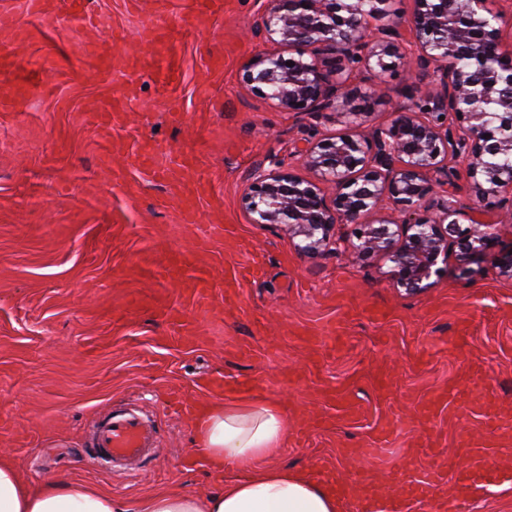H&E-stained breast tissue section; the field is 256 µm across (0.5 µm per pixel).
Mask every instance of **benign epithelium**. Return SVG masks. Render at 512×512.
<instances>
[{"label":"benign epithelium","instance_id":"obj_1","mask_svg":"<svg viewBox=\"0 0 512 512\" xmlns=\"http://www.w3.org/2000/svg\"><path fill=\"white\" fill-rule=\"evenodd\" d=\"M270 0L262 28L287 50L260 53L242 68L243 83L281 112H340L348 131L298 149L310 172L258 166L246 178L242 203L252 224L288 228L296 249L315 257L352 226L354 254H381L409 293L448 270L473 273L491 260L512 279V244L498 226L512 220V57L503 51V16L487 0H414L410 15L384 27L390 0ZM368 78L433 64L436 83L411 87L410 104L371 135L359 132L365 98L351 82L352 65ZM466 163L470 201L459 198L457 171ZM396 215L381 216L383 202Z\"/></svg>","mask_w":512,"mask_h":512}]
</instances>
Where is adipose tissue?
<instances>
[{"instance_id":"1","label":"adipose tissue","mask_w":512,"mask_h":512,"mask_svg":"<svg viewBox=\"0 0 512 512\" xmlns=\"http://www.w3.org/2000/svg\"><path fill=\"white\" fill-rule=\"evenodd\" d=\"M291 422L280 399L257 394L209 404L194 422V447L216 474L235 479L207 497L167 490L132 502L66 481L25 482L0 448V512H341L337 494L311 472L273 465Z\"/></svg>"}]
</instances>
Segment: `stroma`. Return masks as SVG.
Returning <instances> with one entry per match:
<instances>
[{"instance_id":"stroma-1","label":"stroma","mask_w":512,"mask_h":512,"mask_svg":"<svg viewBox=\"0 0 512 512\" xmlns=\"http://www.w3.org/2000/svg\"><path fill=\"white\" fill-rule=\"evenodd\" d=\"M24 2L0 0V51L42 72L27 98L0 112V448L23 479H63L132 501L168 489L214 492L206 467L187 463L194 418L185 408L202 396L198 381L216 372L283 398L293 427L277 464L311 470L328 458L337 477L366 469L380 486L399 466L417 480L439 459L451 471L466 464L456 439L485 433L484 395L494 392L512 414V280L487 263L473 275L449 270L410 294L384 256L361 259L340 243L308 258L284 227L249 222L241 196L252 169L274 161L300 170L296 147L347 129L338 112H281L242 84L249 57L279 49L261 30L269 0H224L223 15L190 32L181 27L190 0H172L161 18L128 10L126 0H86L88 25L62 9L27 17ZM156 23L184 60L164 98L139 39ZM111 36L118 51L145 55L139 73L117 62L85 65L87 43ZM351 76L371 94V128L389 121L419 80L399 70L375 88L360 68ZM130 81L137 93L112 134L119 153L108 168L87 114ZM145 139L202 154L208 191L197 223H180L174 191L141 168ZM116 166L125 182L113 179ZM215 211L224 217L217 240ZM203 242L208 251H199ZM172 252L208 266L219 287L227 268L262 254L264 276L241 290L246 315L184 305V342L161 315L134 306L157 292L180 301L178 285L161 273L129 271ZM331 328L342 344L324 357L294 339ZM439 389L457 398L428 429L414 422V409ZM113 402L139 405L155 428L156 453L139 475L113 476L83 453L97 413ZM316 418L327 426L308 431ZM388 418L404 426L379 456H348ZM429 440L434 454L407 457L411 444Z\"/></svg>"}]
</instances>
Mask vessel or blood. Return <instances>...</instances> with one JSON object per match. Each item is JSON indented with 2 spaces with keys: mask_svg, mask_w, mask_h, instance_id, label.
I'll return each mask as SVG.
<instances>
[{
  "mask_svg": "<svg viewBox=\"0 0 512 512\" xmlns=\"http://www.w3.org/2000/svg\"><path fill=\"white\" fill-rule=\"evenodd\" d=\"M224 0H198L194 11L182 17L184 30H196L206 20L223 14ZM143 43L153 47L167 48L165 65L158 79L159 93H167L169 87L176 83L181 75V60L176 51L170 50V42L161 28L150 25L141 32ZM120 57L124 67L138 69L143 60L134 52L116 55L111 40L104 39L90 43L86 47L85 59L89 67L99 69L111 62L113 57ZM0 71L11 73L13 84L8 92L0 94V112L11 111L17 101L32 90L35 71L26 69L18 58L10 53H0ZM130 96L129 91H121L113 100L99 105L91 114L99 135L109 138L112 129L123 111V103ZM160 145L150 139L142 141L139 147V158L142 166L151 169L154 176L164 183L173 186L179 198V220L184 224L195 223L200 213V204L207 192L205 182L197 172L200 158L194 153H172L168 163L158 168L154 165L155 158L160 154ZM170 281L179 284L185 298L194 306H215L219 308L241 309L238 299V287L242 280L256 278L262 271L259 259H251L243 266L232 269L230 277L224 280L223 292H215L209 272L193 260L181 256L170 255L160 261L158 268ZM453 395L447 390H439L434 396L424 401L417 409L419 421L426 426H433L443 408L450 404ZM487 410L492 411V436L481 439L463 434L457 439V445L470 459L466 468L457 470L453 476L455 483L454 496L444 499L440 512H455L457 496L481 491L492 483L500 482L501 474L487 469L486 463L497 450L506 446L507 441L498 434L504 419L496 413L495 398H487L484 402ZM154 445L153 431L141 415L124 407L107 410L93 426V442L88 450L89 455L108 467H115L121 461H134L146 458ZM393 484L404 485L405 497L395 503V512H407L406 502L410 499L424 500L430 496V486L426 483H405L402 471H394L390 475Z\"/></svg>",
  "mask_w": 512,
  "mask_h": 512,
  "instance_id": "b4317fda",
  "label": "vessel or blood"
}]
</instances>
